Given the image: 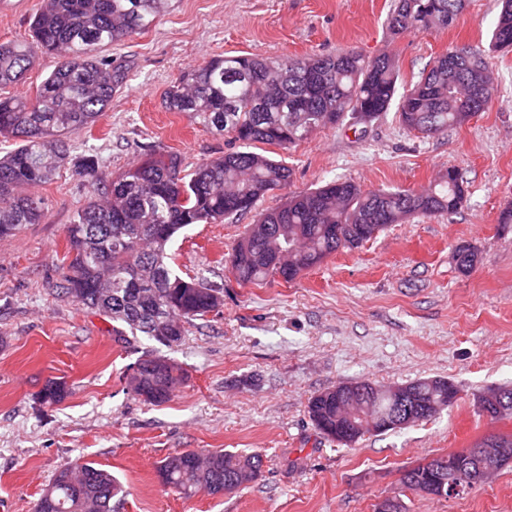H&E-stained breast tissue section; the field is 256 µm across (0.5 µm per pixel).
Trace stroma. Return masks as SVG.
<instances>
[{
    "mask_svg": "<svg viewBox=\"0 0 512 512\" xmlns=\"http://www.w3.org/2000/svg\"><path fill=\"white\" fill-rule=\"evenodd\" d=\"M394 0H171L149 29L108 48L126 78L110 107L76 143L102 159L104 176L145 149L177 154L184 170L220 156L226 136L186 112L167 111L165 89L185 72L224 55L269 59L392 52L404 83L456 45L489 47L498 0H466L445 31L392 34ZM497 92L489 110L448 134L405 128L396 112L368 125L314 131L276 154L292 170L286 188L253 211L195 224L175 241L174 269L221 292L218 310L193 320L166 354L187 378L160 406L127 391L125 373L159 344L124 342L112 324L59 295L67 271L66 228L89 190L63 171L38 187L42 223L0 239V502L33 512L61 468L90 462L126 494L115 512H375L398 495L405 469L511 434L512 418L478 410L487 390L512 388V49L494 52ZM463 176L465 199L452 214L415 215L372 240L343 249L297 280L242 286L226 259L260 213L289 193L334 179L367 190H420L448 169ZM477 261L461 272L455 249ZM444 378L452 406L428 421L368 435L345 446L324 438L308 413L311 396L343 382L379 386ZM66 395L41 402L49 380ZM185 449L258 452L261 477L249 488L185 498L164 486L156 466ZM406 512H512V465L460 497L413 492Z\"/></svg>",
    "mask_w": 512,
    "mask_h": 512,
    "instance_id": "35a3bbf8",
    "label": "stroma"
}]
</instances>
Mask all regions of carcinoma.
<instances>
[{
  "mask_svg": "<svg viewBox=\"0 0 512 512\" xmlns=\"http://www.w3.org/2000/svg\"><path fill=\"white\" fill-rule=\"evenodd\" d=\"M170 0H42L30 20L31 39L0 43V88L20 81L42 54L59 57L35 97L0 95V137L16 140L0 156V237L15 236L45 217L44 203L31 192L68 168L90 185L85 204L66 228L68 272L60 294L112 321L117 336H147L169 347L186 325L218 309L221 296L199 278H184L169 263V248L193 224H216L250 212L265 194L288 185L291 170L274 157L255 152L256 143L286 150L310 133L348 122L380 119L397 104L401 123L428 137L464 125L472 113L486 111L495 85L486 58L467 46L453 47L429 63L420 79L400 88L396 57L383 52L366 57L348 51L335 56L270 60L248 56L212 59L168 86L169 112L193 118L227 135L240 148L184 172L175 154L151 150L130 168L108 179L101 160L78 153L71 136L91 128L125 79L112 69L104 48L125 41L151 25ZM465 0H396L388 18L395 35L410 30L445 31ZM512 47V0H502L490 50ZM464 199L463 179L455 169L441 174L424 192L411 189L364 190L336 179L288 197L261 214L228 257L230 272L242 286L270 276L298 278L340 249L356 248L392 224L417 214L452 213ZM153 372L127 380V389L145 403L160 406L183 382L172 364L164 392L143 396ZM340 383L308 402V415L323 436L343 445L383 434L367 416L388 417L397 403L381 393L367 412L347 401L350 386ZM419 399L439 410L457 388L442 378L408 384ZM493 420L512 416V389L486 409ZM457 463L444 476L458 496L472 490L470 479L480 459L476 452L432 458ZM259 454L183 450L164 458L157 471L164 485L180 495L215 494L230 482L239 490L255 482L263 468ZM419 464L404 471L400 494L425 477ZM124 488L112 472L92 463H75L56 473L42 492L40 512H112V499Z\"/></svg>",
  "mask_w": 512,
  "mask_h": 512,
  "instance_id": "cac0c4a2",
  "label": "carcinoma"
}]
</instances>
